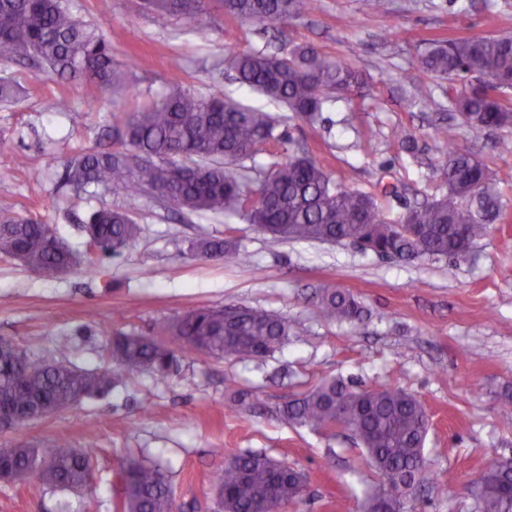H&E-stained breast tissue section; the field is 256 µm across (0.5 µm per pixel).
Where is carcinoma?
<instances>
[{
    "label": "carcinoma",
    "mask_w": 512,
    "mask_h": 512,
    "mask_svg": "<svg viewBox=\"0 0 512 512\" xmlns=\"http://www.w3.org/2000/svg\"><path fill=\"white\" fill-rule=\"evenodd\" d=\"M224 13L265 24L309 14L316 0H216ZM156 25L192 21L206 0H143ZM0 53L37 60L65 79H82L103 91L129 90L116 69L103 35L76 19L62 0H0ZM241 83L316 123L330 95L357 84L353 70L310 46L283 47L282 55L253 50L228 57ZM417 67L463 88L454 99L465 126L480 134L512 125V102L500 93L512 88V36L430 39ZM117 147L83 149L67 163L62 181L76 190L108 189L130 195L159 194L187 213L236 216L290 240L360 243L363 249L399 259L465 257L458 230L468 243L488 234L502 217L501 194L492 171L475 158L473 142L462 139L444 151L447 193L397 219L385 216L377 199L334 181L315 161L290 151L269 169L247 166L267 142L284 140L274 116L227 100L217 86L206 95L173 87L131 112L112 114ZM90 245L119 251L137 237L139 226L119 210L93 211L85 225ZM201 261L235 264L241 253L221 238L191 245ZM0 254L21 260L45 279L81 264L54 231L37 220L0 218ZM320 316L333 322H360L364 307L350 293L324 288L316 295ZM298 326L280 314L243 306L203 307L186 313L168 332L190 350L224 359L266 356L296 335ZM112 367L79 368L55 356L32 359L0 339V410L27 424L85 398L109 392L134 373H148L165 385L179 359L166 343L139 334H119L109 349ZM290 421L313 429L340 422L354 434L369 467L379 477L363 512H405L407 498L439 484L424 457L429 431L422 402L390 385L355 389L339 379L321 383L281 409ZM94 462L64 436L47 447L0 448V479L15 485L33 481L61 490L88 488ZM121 512H173L168 468L159 461L128 458L118 474ZM217 512H267L300 498L305 478L264 452L232 456L214 474ZM477 512H512V466L477 470Z\"/></svg>",
    "instance_id": "obj_1"
}]
</instances>
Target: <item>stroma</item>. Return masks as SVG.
I'll list each match as a JSON object with an SVG mask.
<instances>
[{"label": "stroma", "mask_w": 512, "mask_h": 512, "mask_svg": "<svg viewBox=\"0 0 512 512\" xmlns=\"http://www.w3.org/2000/svg\"><path fill=\"white\" fill-rule=\"evenodd\" d=\"M77 19L102 33L115 63L130 67L132 87L115 98L87 82L58 77L28 61L0 56V78L23 91L0 104V213L50 224L84 260L46 280L0 255V338L34 358L67 341L77 367H110L106 347L118 334L162 337L185 312L238 304L273 310L297 322L288 343L260 359H218L177 348L179 371L168 385L145 373L106 395L20 429L0 431V446H46L59 435L94 453V485L69 493L39 483L0 480V512H116V480L131 456L170 468L175 512H214L212 479L231 455L261 451L301 471L304 496L284 512H362L377 477L357 440L300 426L280 409L323 381L393 384L422 401L432 426L425 458L444 486L412 497L406 512H475L473 470L512 459V153L496 149L512 128L474 139L478 158L495 174L503 218L464 259H385L351 246L292 241L238 217L183 214L148 195L65 186V163L83 149L112 147V115L180 86L197 94L213 86L227 98L282 114L280 104L238 82L224 57L233 51L278 53L281 44L310 45L349 64L359 89L337 94L322 120L293 118L284 141L261 147L255 163L269 167L286 150H302L353 191L378 195L386 215L447 191L443 143L470 136L453 109L462 85L415 70L430 38L512 35V0H385L380 12L362 0H319L312 14L262 27L210 8L193 23L158 28L142 0H66ZM152 60L136 68L140 57ZM422 98L408 110L401 89ZM67 100L69 111L56 108ZM417 151L408 154L400 130ZM118 208L140 231L121 254L90 248L86 214ZM235 242L245 259L227 265L192 259L206 237ZM354 294L365 306L359 323L323 320L313 298L320 289Z\"/></svg>", "instance_id": "1"}]
</instances>
